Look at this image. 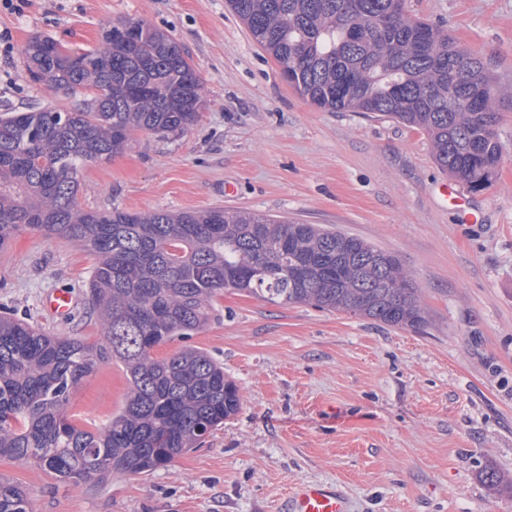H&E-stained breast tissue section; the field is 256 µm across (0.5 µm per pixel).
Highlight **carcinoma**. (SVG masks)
Here are the masks:
<instances>
[{"label":"carcinoma","instance_id":"obj_1","mask_svg":"<svg viewBox=\"0 0 512 512\" xmlns=\"http://www.w3.org/2000/svg\"><path fill=\"white\" fill-rule=\"evenodd\" d=\"M227 4L312 105L380 112L423 132L436 163L471 190L492 184L503 157L499 107L512 93L447 31L407 18L403 0ZM124 28L137 31L131 41L105 37L80 51L29 41L35 80L93 96L80 108L0 117V251L26 228L85 249L95 259L88 288L100 326L88 342L0 317V459L74 487L152 472L238 412L237 386L206 352L154 355L202 330L227 289L393 327L427 323L399 258L341 231L223 209H81L87 166L123 153L138 131L185 132L203 102L200 77L176 41L143 20L112 24ZM108 361L125 371V403L89 430L70 415L71 395ZM0 512H34L26 490L1 476Z\"/></svg>","mask_w":512,"mask_h":512}]
</instances>
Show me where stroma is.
<instances>
[{
  "label": "stroma",
  "mask_w": 512,
  "mask_h": 512,
  "mask_svg": "<svg viewBox=\"0 0 512 512\" xmlns=\"http://www.w3.org/2000/svg\"><path fill=\"white\" fill-rule=\"evenodd\" d=\"M512 85V0H405ZM141 19L188 53L204 104L184 133L134 135L78 187L86 210L221 207L319 224L398 256L428 313L406 330L310 305L225 293L199 333L156 354L200 348L223 363L242 405L201 447L152 473L74 488L1 459L35 512H279L301 484L335 486L347 512H512V100L500 106L503 162L485 190L451 182L426 135L389 117L327 112L298 94L226 0H22L0 9L14 50L0 55V114L81 96L31 81L34 37L95 45L112 22ZM472 213L474 221L463 218ZM93 256L36 230L0 252V314L50 336L94 341ZM73 295L68 317L45 300ZM127 379L101 364L71 410L101 424ZM500 482L491 486L482 473Z\"/></svg>",
  "instance_id": "1"
}]
</instances>
